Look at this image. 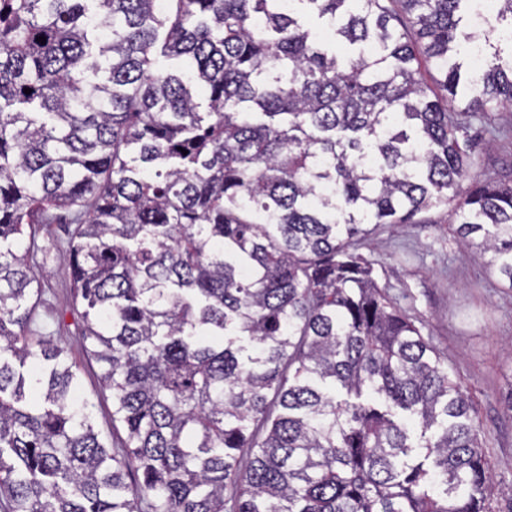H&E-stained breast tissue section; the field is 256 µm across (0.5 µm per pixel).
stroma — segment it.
Masks as SVG:
<instances>
[{
  "mask_svg": "<svg viewBox=\"0 0 512 512\" xmlns=\"http://www.w3.org/2000/svg\"><path fill=\"white\" fill-rule=\"evenodd\" d=\"M490 122L494 131L484 134L473 171L484 179L502 180L512 174V105L497 107ZM67 239L64 224L37 230L42 300L35 321L80 364L81 393L97 430L108 440L112 402L100 386L98 364L86 355L80 316L70 310ZM363 253L374 264L379 286L472 394L493 479L491 506L494 512H512V416L505 411L512 393V288L459 243L444 205L421 213L415 224L381 225Z\"/></svg>",
  "mask_w": 512,
  "mask_h": 512,
  "instance_id": "obj_1",
  "label": "stroma"
}]
</instances>
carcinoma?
Wrapping results in <instances>:
<instances>
[{"mask_svg": "<svg viewBox=\"0 0 512 512\" xmlns=\"http://www.w3.org/2000/svg\"><path fill=\"white\" fill-rule=\"evenodd\" d=\"M304 2L369 52L282 0H0V512H492L472 396L360 249L446 204L512 288L468 121L512 56L448 66L463 0ZM62 211L110 445L33 326Z\"/></svg>", "mask_w": 512, "mask_h": 512, "instance_id": "cac0c4a2", "label": "carcinoma"}]
</instances>
